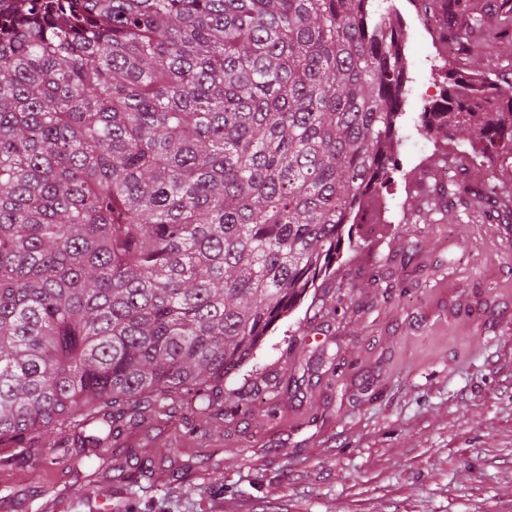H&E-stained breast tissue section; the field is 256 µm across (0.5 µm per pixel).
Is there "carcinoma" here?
I'll list each match as a JSON object with an SVG mask.
<instances>
[{
    "mask_svg": "<svg viewBox=\"0 0 512 512\" xmlns=\"http://www.w3.org/2000/svg\"><path fill=\"white\" fill-rule=\"evenodd\" d=\"M512 38V0L495 8ZM484 17L448 0L459 59ZM388 0L0 9V447L224 412V378L330 273L394 165ZM421 131L512 174V93L448 70ZM432 199L462 200L453 161Z\"/></svg>",
    "mask_w": 512,
    "mask_h": 512,
    "instance_id": "carcinoma-1",
    "label": "carcinoma"
}]
</instances>
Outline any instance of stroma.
Returning <instances> with one entry per match:
<instances>
[{"label": "stroma", "mask_w": 512, "mask_h": 512, "mask_svg": "<svg viewBox=\"0 0 512 512\" xmlns=\"http://www.w3.org/2000/svg\"><path fill=\"white\" fill-rule=\"evenodd\" d=\"M405 31L407 83L396 167L379 209L362 211L356 246L276 322L225 391L253 393L251 412L203 419L148 415L112 449L129 483L109 485L111 512H512V213L477 220L456 204L418 212L413 184L439 154L464 156L473 185L501 170L470 142L420 129L448 87L419 0H392ZM466 71L512 84V43H495V0ZM68 448H25L0 464V512H100ZM163 461L154 480L138 460Z\"/></svg>", "instance_id": "1"}]
</instances>
